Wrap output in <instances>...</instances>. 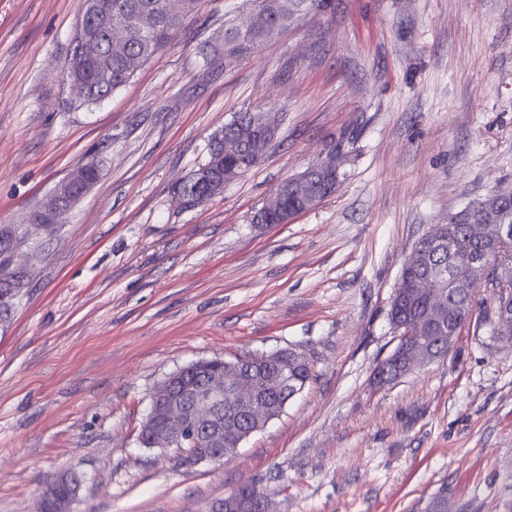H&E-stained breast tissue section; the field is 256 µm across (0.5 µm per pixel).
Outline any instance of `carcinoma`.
Instances as JSON below:
<instances>
[{"instance_id":"obj_1","label":"carcinoma","mask_w":512,"mask_h":512,"mask_svg":"<svg viewBox=\"0 0 512 512\" xmlns=\"http://www.w3.org/2000/svg\"><path fill=\"white\" fill-rule=\"evenodd\" d=\"M100 4L102 15L112 12L124 18V36L119 44H103L91 61L80 59L77 51H72L66 69L85 84L86 105L96 104L126 86L141 67L169 46L195 11L197 0H100ZM327 7V0H254L248 20L225 23L224 45L213 53L223 54L226 63L235 61L256 52L287 29L300 11H322ZM146 16L153 19L149 28L142 25ZM261 116L260 112H240L215 132L209 142L207 162L226 170L247 172L248 159L257 146L252 127ZM227 140L237 143L235 151L224 150ZM486 223L512 225V195L503 197L501 191L493 190L448 215V223L438 225L436 237L441 242L420 247L413 264L401 273L398 286L409 296L393 310L390 321L403 323L426 312L430 298L415 293L414 283L420 275L431 273L445 290L444 304L458 312L461 327L475 320L488 326L496 340L512 344V317L504 323L498 320L503 307L512 306V280L510 292L501 291V270L512 272V235L492 243L471 233L470 225ZM21 240L13 225H0V313L7 311L9 302L28 285L27 274L8 270L11 254ZM477 257L484 258L488 265L483 281L486 296L466 305L457 291L459 285L448 287V277L463 272ZM242 357V370L256 376L267 373L263 354L249 352Z\"/></svg>"}]
</instances>
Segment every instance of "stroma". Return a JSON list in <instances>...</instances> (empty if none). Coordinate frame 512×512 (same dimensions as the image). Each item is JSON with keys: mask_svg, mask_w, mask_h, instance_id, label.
I'll return each instance as SVG.
<instances>
[{"mask_svg": "<svg viewBox=\"0 0 512 512\" xmlns=\"http://www.w3.org/2000/svg\"><path fill=\"white\" fill-rule=\"evenodd\" d=\"M247 0H199L178 39L106 100L63 78L81 0H0V224L75 167L99 181L17 260L0 321V512H37L75 468V512H213L251 482L273 512H512V346L470 324L382 387L417 242L512 191V0H330L225 64L205 46ZM270 108L277 138L205 205L176 183L210 135ZM321 162L339 188L285 224L256 213ZM292 349L314 377L223 465L140 444L157 386L199 359Z\"/></svg>", "mask_w": 512, "mask_h": 512, "instance_id": "35a3bbf8", "label": "stroma"}]
</instances>
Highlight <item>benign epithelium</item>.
<instances>
[{"label":"benign epithelium","instance_id":"7a95c632","mask_svg":"<svg viewBox=\"0 0 512 512\" xmlns=\"http://www.w3.org/2000/svg\"><path fill=\"white\" fill-rule=\"evenodd\" d=\"M98 6L95 0H83L80 23L76 31L78 53L93 56L99 48L100 31L96 24ZM277 127L264 117L258 125V141L271 144L276 138ZM196 180L206 183L207 194L191 198L181 192L177 199L184 206H199L224 191V184L234 177L233 173L219 174L211 166L204 164L194 172ZM318 182L323 189L333 194L338 186L336 168L327 163L311 167L303 173L286 179L264 205L266 211H276L283 216V223L289 218L284 206L290 192H300L303 206L307 211L320 205L319 196L311 193L310 183ZM94 181L87 176L86 167H76L68 176L59 181L39 208L41 215L50 220L46 228L58 221L59 216L79 202L89 192ZM416 291L431 296L432 308L401 333L397 349L403 354L404 369L398 377L411 374L417 368L441 357L434 348L420 342V337L412 335V330L420 331L429 322L441 321L445 308L440 303V288L430 279H421L415 284ZM276 361L278 372L272 384L285 391V401L298 394L293 371L299 365L307 364L306 359L292 350H278L269 354ZM221 367L208 375L206 380L194 387L183 386L184 372L178 370L170 374L154 391L150 413L144 422L139 440L147 448L172 453L181 465L193 467L201 463L221 464L234 452L224 447V429L234 430L240 424H249V430L242 432L240 440L264 428L278 418L268 406L264 387L258 378L243 373L239 363L220 360ZM66 489L63 497H53L43 493L39 512H72L80 480L72 470L59 473L52 481Z\"/></svg>","mask_w":512,"mask_h":512}]
</instances>
